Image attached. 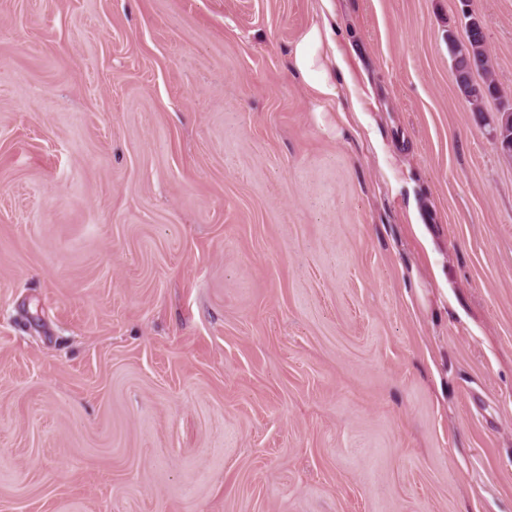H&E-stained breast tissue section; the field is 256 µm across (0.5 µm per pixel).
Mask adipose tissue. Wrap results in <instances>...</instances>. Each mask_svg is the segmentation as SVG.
I'll return each mask as SVG.
<instances>
[{
  "label": "adipose tissue",
  "mask_w": 512,
  "mask_h": 512,
  "mask_svg": "<svg viewBox=\"0 0 512 512\" xmlns=\"http://www.w3.org/2000/svg\"><path fill=\"white\" fill-rule=\"evenodd\" d=\"M293 65L319 106L333 103L340 95L336 71L344 61L337 53L333 30L329 23H314L293 45Z\"/></svg>",
  "instance_id": "ef3b65f1"
}]
</instances>
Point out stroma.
<instances>
[{"label": "stroma", "instance_id": "obj_1", "mask_svg": "<svg viewBox=\"0 0 512 512\" xmlns=\"http://www.w3.org/2000/svg\"><path fill=\"white\" fill-rule=\"evenodd\" d=\"M0 0V512H512V0ZM323 23H313L293 45V65L312 92L315 111L328 112L326 106L341 94L336 84V70L344 67L342 57L336 52L333 30L324 12ZM473 19L470 20V22ZM466 25L465 38L460 41L461 46H465L468 42L470 48L467 49L468 57H462L461 51H457V47L450 44L448 45V51L455 62L454 65V78L457 87L463 84L469 73V69L473 66L476 72L484 77L483 83L487 87V91L482 92L480 95H475L471 98H466L474 108L475 112H484L482 109V103L487 98L501 99L499 87L495 84L492 73L490 56L488 52L486 36L483 28L470 24ZM460 57V58H459Z\"/></svg>", "mask_w": 512, "mask_h": 512}]
</instances>
